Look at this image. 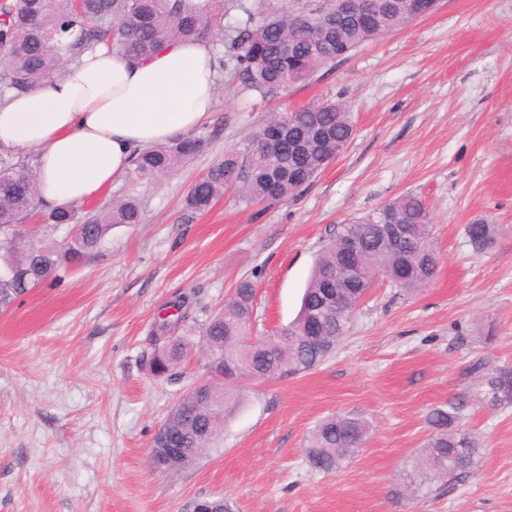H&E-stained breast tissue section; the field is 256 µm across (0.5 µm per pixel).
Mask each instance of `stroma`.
I'll return each mask as SVG.
<instances>
[{
  "label": "stroma",
  "mask_w": 512,
  "mask_h": 512,
  "mask_svg": "<svg viewBox=\"0 0 512 512\" xmlns=\"http://www.w3.org/2000/svg\"><path fill=\"white\" fill-rule=\"evenodd\" d=\"M327 99L348 105L353 136L307 188L187 209L195 180L247 153L267 112ZM198 131L210 144L177 171L122 176L84 204L131 197L142 223L113 226L78 270L0 312V512H193L219 496L234 512H512V404L472 370L512 369V0H440L265 104L224 76ZM407 192L432 217L429 287L374 285L326 361L237 380L216 448L181 472L153 469L156 430L204 378L196 354L168 378L148 369L169 302L195 296L175 328L194 336L248 279L254 333L273 335L336 226ZM479 219L499 227L482 253L466 234ZM451 403L481 443L476 466L411 491L427 417ZM339 413L368 420L370 436L340 471H314L305 450Z\"/></svg>",
  "instance_id": "stroma-1"
}]
</instances>
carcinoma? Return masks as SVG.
Listing matches in <instances>:
<instances>
[{
    "instance_id": "1",
    "label": "carcinoma",
    "mask_w": 512,
    "mask_h": 512,
    "mask_svg": "<svg viewBox=\"0 0 512 512\" xmlns=\"http://www.w3.org/2000/svg\"><path fill=\"white\" fill-rule=\"evenodd\" d=\"M384 9L373 26L345 23L329 25L336 14V0H319L314 7L293 14L271 5L248 7L242 0H6L0 6V52L5 71L0 73V101L66 75V66L80 62L85 53L111 45L133 60L148 59L180 38H193L211 46L220 72L230 71L244 88L262 97L273 96L291 85L308 82L337 62L336 49L349 53L411 21L404 0H378ZM241 11L231 25H224L230 9ZM288 44L303 59V69L288 70L281 46ZM286 129L295 148L280 153L265 145V131ZM353 135L351 112L346 105L322 101L297 109L273 111L254 132L244 157L225 153L191 187L186 204L195 211L208 209L228 189L248 203L276 202L310 185L341 153ZM202 136H183L166 144L136 151L128 174L149 180L176 170L204 146ZM33 156L10 150L0 155V311L10 308L33 288L56 273L81 264L98 248L115 224H138L140 204L130 198L99 206L85 217L73 204L46 211L51 225L70 224L73 234L63 246L54 243L14 242L20 223L43 211L36 199ZM398 221L418 230L414 241L395 247L379 233V225ZM497 228L480 224L468 233L470 244L487 248ZM432 225L424 201L405 194L384 203L372 213L342 224L317 255L297 317L281 328L283 338L263 343L246 341L253 316L255 285L242 280L224 309L202 324L199 344L186 336L169 334V326L187 318L180 298L161 318V345L154 348L149 371L170 374L194 348H201L213 382L183 395L154 435L150 462L153 467L176 472L193 465L215 447L224 419L234 407L235 396L224 381V367L233 360L243 367L240 376L270 379L309 371L324 362L346 335L353 314L376 282L385 280L405 292L427 287L438 265L431 241ZM351 238L360 251L351 269L345 267L339 241ZM351 283L344 289L340 308L323 315L326 347L303 348L293 337L302 333L309 314L315 312L324 290L336 279ZM495 398L512 403V371H501L489 380ZM449 409L436 408L428 416L433 434L420 459L418 476L425 482L437 477L459 479L470 473L480 444L475 435L457 425ZM368 422L335 414L316 427L306 457L310 467L323 473L339 471L354 449L365 444ZM182 448L180 457L168 449Z\"/></svg>"
}]
</instances>
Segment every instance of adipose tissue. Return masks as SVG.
I'll return each instance as SVG.
<instances>
[{
	"instance_id": "1",
	"label": "adipose tissue",
	"mask_w": 512,
	"mask_h": 512,
	"mask_svg": "<svg viewBox=\"0 0 512 512\" xmlns=\"http://www.w3.org/2000/svg\"><path fill=\"white\" fill-rule=\"evenodd\" d=\"M210 59L193 39L145 60L99 49L71 76L1 101L0 146L36 151L46 207L82 203L129 169L134 150L202 124L215 98Z\"/></svg>"
}]
</instances>
